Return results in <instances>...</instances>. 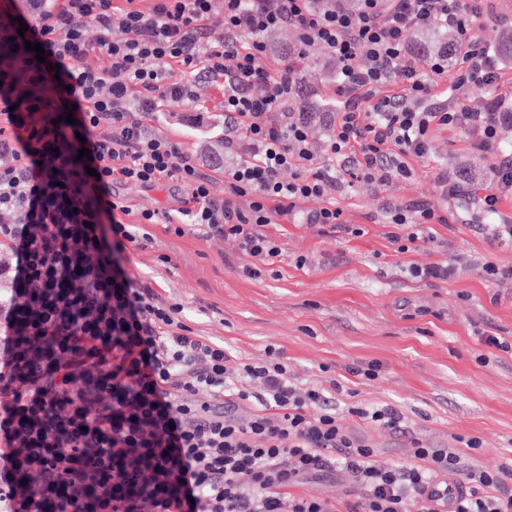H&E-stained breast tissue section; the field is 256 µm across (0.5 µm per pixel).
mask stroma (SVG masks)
I'll return each mask as SVG.
<instances>
[{
    "mask_svg": "<svg viewBox=\"0 0 512 512\" xmlns=\"http://www.w3.org/2000/svg\"><path fill=\"white\" fill-rule=\"evenodd\" d=\"M291 29L266 34L269 63L291 65L301 84L321 103H335L336 66L319 45L303 54L288 51ZM220 92L204 85L203 100L169 102L153 126L194 156L213 179V194L224 196V169L234 160H215L206 143L224 136ZM494 155L470 150L464 135L436 136L429 157L415 162L410 176L384 186L353 181L337 194L344 228L307 223L316 200L268 225L281 252L259 262L238 241L203 236L193 226L183 234L149 224L145 247L128 252L129 268L161 300L181 303L183 322L195 334L223 344L235 361L265 359L282 352L294 383L323 389L344 414L350 433L371 444L378 463L409 459L418 438L438 448H460L469 438L482 442L474 460L494 467L512 458V349L486 346L491 334L512 346V279L488 280L486 264L512 266V244L492 241L473 200L457 206L462 221L433 225L432 243L401 253L385 216L389 208L422 204L445 212L450 203L438 190L441 173L460 175L478 192L490 183ZM113 193L134 209L176 208L183 188L116 185ZM356 227L348 234L346 226ZM448 262V280L412 275L415 267ZM379 362L373 379L353 367ZM387 405L404 418L394 432L348 416L354 405Z\"/></svg>",
    "mask_w": 512,
    "mask_h": 512,
    "instance_id": "stroma-1",
    "label": "stroma"
}]
</instances>
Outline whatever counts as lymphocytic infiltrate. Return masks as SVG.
<instances>
[{
    "label": "lymphocytic infiltrate",
    "mask_w": 512,
    "mask_h": 512,
    "mask_svg": "<svg viewBox=\"0 0 512 512\" xmlns=\"http://www.w3.org/2000/svg\"><path fill=\"white\" fill-rule=\"evenodd\" d=\"M20 31L0 18V44L17 35L41 44L44 61L0 54V512H335L296 494L325 471L351 476L360 494L348 512H436L430 485L458 477L455 512H512V461L490 469L465 449L414 441L412 459L378 464L318 388L289 379L280 352L236 363L223 345L195 335L180 304L158 301L128 272L139 227L166 220L237 240L261 262L280 248L265 232L296 202L320 199L311 224L341 226L331 192L346 178L383 185L427 158L435 133L466 134L494 150L512 125V94L499 93L496 58L476 26L474 0H362L359 11L315 0H27ZM95 17L96 41L76 20ZM294 29L336 64L339 106L321 155L308 144L311 113L292 111L290 68H269L263 40ZM454 30L465 47L456 75L437 57L418 73L405 33ZM107 64L93 67L90 55ZM58 72H51V65ZM467 95L487 87L481 110L425 108L444 76ZM222 82L220 107L235 157L224 197L178 143L151 122L172 100L193 102L200 83ZM74 105L73 122L64 119ZM109 135H99L100 127ZM88 148L90 160L78 157ZM291 180H284V171ZM178 183L175 212L134 211L115 184ZM137 215V224L127 223ZM428 207L396 206L387 222L399 251L431 243L444 223ZM253 405L248 422L234 414Z\"/></svg>",
    "instance_id": "lymphocytic-infiltrate-1"
}]
</instances>
